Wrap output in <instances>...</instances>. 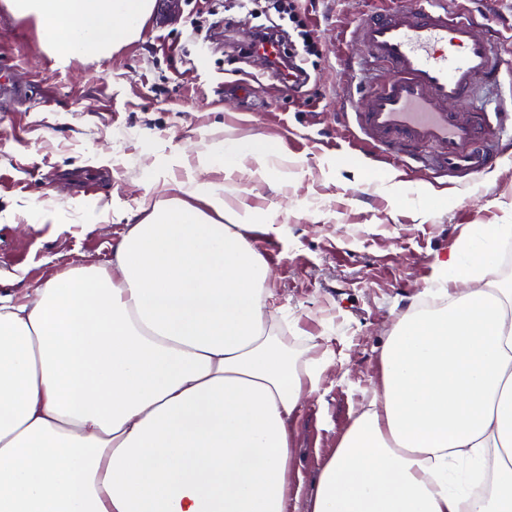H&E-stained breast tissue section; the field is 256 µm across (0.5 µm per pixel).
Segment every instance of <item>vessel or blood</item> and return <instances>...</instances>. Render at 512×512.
I'll use <instances>...</instances> for the list:
<instances>
[{"label": "vessel or blood", "instance_id": "b4317fda", "mask_svg": "<svg viewBox=\"0 0 512 512\" xmlns=\"http://www.w3.org/2000/svg\"><path fill=\"white\" fill-rule=\"evenodd\" d=\"M406 0L372 11L351 37L365 59L385 70V81H370L353 105L357 132L382 151L407 145L417 157L448 172L482 174L496 161V141L512 128V102L494 112L449 111L472 99L476 87L497 78L506 63L499 34L481 33L469 0Z\"/></svg>", "mask_w": 512, "mask_h": 512}]
</instances>
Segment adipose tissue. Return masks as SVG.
I'll return each instance as SVG.
<instances>
[{
  "label": "adipose tissue",
  "mask_w": 512,
  "mask_h": 512,
  "mask_svg": "<svg viewBox=\"0 0 512 512\" xmlns=\"http://www.w3.org/2000/svg\"><path fill=\"white\" fill-rule=\"evenodd\" d=\"M57 65L141 38L153 0H0ZM275 150L228 137L201 167L264 175ZM23 298L0 295V512H287L291 425L330 360L276 334L249 233H277L213 178ZM512 224H477L433 265L374 395L321 468L309 512H512Z\"/></svg>",
  "instance_id": "1"
}]
</instances>
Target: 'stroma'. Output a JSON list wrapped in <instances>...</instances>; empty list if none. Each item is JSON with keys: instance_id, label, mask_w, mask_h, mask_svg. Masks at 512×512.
Returning a JSON list of instances; mask_svg holds the SVG:
<instances>
[{"instance_id": "stroma-1", "label": "stroma", "mask_w": 512, "mask_h": 512, "mask_svg": "<svg viewBox=\"0 0 512 512\" xmlns=\"http://www.w3.org/2000/svg\"><path fill=\"white\" fill-rule=\"evenodd\" d=\"M271 2L183 0L174 18L157 7L111 58L65 67L42 52L32 22L0 11V292L20 297L58 271L105 263L127 222L168 198L145 183L155 160L183 181L203 144L234 134L275 145L241 199L281 232L250 238L282 298L279 335L302 354L327 337L332 353L293 425L301 485L288 512H306L322 463L373 394L387 336L431 287L435 257L471 225L512 224V136L477 180L431 173L400 146L368 154L342 127L366 65L358 45L344 63L341 37L370 0H295L291 14ZM304 24L314 40L305 86L275 87L262 58L237 50L260 26L303 48ZM421 186L432 197H418ZM37 206L54 222L29 225ZM89 208L96 223L84 221Z\"/></svg>"}]
</instances>
